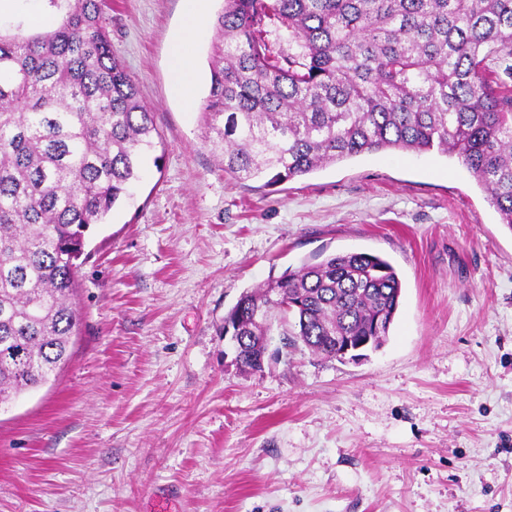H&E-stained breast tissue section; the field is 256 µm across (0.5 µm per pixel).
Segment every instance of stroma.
<instances>
[{
  "label": "stroma",
  "mask_w": 512,
  "mask_h": 512,
  "mask_svg": "<svg viewBox=\"0 0 512 512\" xmlns=\"http://www.w3.org/2000/svg\"><path fill=\"white\" fill-rule=\"evenodd\" d=\"M157 134L131 201L92 225L66 363L0 412V512H512V230L438 151L276 186L225 175L199 101L170 93L181 0H103ZM371 252L403 292L385 345L325 359L284 329L241 373L218 333L242 292Z\"/></svg>",
  "instance_id": "stroma-1"
}]
</instances>
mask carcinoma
Segmentation results:
<instances>
[{"mask_svg": "<svg viewBox=\"0 0 512 512\" xmlns=\"http://www.w3.org/2000/svg\"><path fill=\"white\" fill-rule=\"evenodd\" d=\"M48 27L0 30V403L47 383L79 327L85 233L133 197L153 112L112 52L102 0H44ZM201 104L224 173L271 188L387 150L438 149L512 231V0H224ZM278 288L313 353L393 323L402 283L364 252L331 254ZM271 327L242 321L241 368Z\"/></svg>", "mask_w": 512, "mask_h": 512, "instance_id": "obj_1", "label": "carcinoma"}]
</instances>
